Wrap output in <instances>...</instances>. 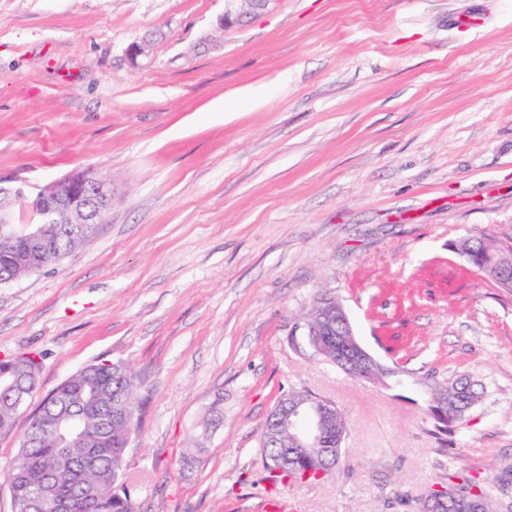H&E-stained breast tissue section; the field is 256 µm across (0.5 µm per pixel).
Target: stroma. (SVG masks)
<instances>
[{
  "label": "stroma",
  "instance_id": "35a3bbf8",
  "mask_svg": "<svg viewBox=\"0 0 512 512\" xmlns=\"http://www.w3.org/2000/svg\"><path fill=\"white\" fill-rule=\"evenodd\" d=\"M227 7L0 0V184L115 183L90 246L0 286V360L41 356L0 476L42 399L108 360L138 377L136 512H264L275 493L417 512L449 475L492 487L512 466V290L458 246L512 232V0H271L223 30ZM322 290L388 386L314 357ZM462 374L483 395L448 449L423 380ZM291 391L346 414L336 476L271 484L262 432Z\"/></svg>",
  "mask_w": 512,
  "mask_h": 512
}]
</instances>
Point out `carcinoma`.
Masks as SVG:
<instances>
[{
	"label": "carcinoma",
	"mask_w": 512,
	"mask_h": 512,
	"mask_svg": "<svg viewBox=\"0 0 512 512\" xmlns=\"http://www.w3.org/2000/svg\"><path fill=\"white\" fill-rule=\"evenodd\" d=\"M94 238H82L61 231L55 238L54 249L47 252L41 259L24 262L22 258L0 259V276L12 283L54 265L82 248L88 246ZM503 240L495 236L479 237L465 240L460 253L465 255L475 249L489 255H495L502 248ZM335 296L328 292L318 294L304 316V329L308 345L321 346L316 353L319 359L328 362L340 370H345L341 359L336 357V337L317 335V311L326 307L328 301ZM41 356L37 353H22L0 362V367L12 365L18 368L19 377L26 386H37L40 372ZM479 383L468 375H459L446 381H428L426 387L430 393L440 395L448 393V409H453L460 399L471 403L479 401L482 392L478 391ZM130 400L127 416L112 417V401L120 396ZM40 408L57 412L72 408L81 412L77 437L72 440L70 452L73 463L68 469L57 466L58 438L52 433H40L33 425H28L20 435L19 449L11 466L14 475L13 486L23 484L28 471L36 469L44 477L42 493L46 497L58 496L62 493L78 492L83 488H91L96 495L93 512H135L129 492L119 482L122 460L118 458L124 448L130 424L137 423L140 404L137 399L136 377L130 369L123 365L102 361L90 364L69 378L49 393L41 402ZM433 421V435L439 443L446 442L448 433L456 423V419L442 418L434 409H429ZM17 410L12 407L6 383L0 379V433H10L16 426ZM263 451L270 461V478L281 483H290L299 478L297 473L279 470L276 458L284 448H291L292 443L286 441L284 434H275L264 428L262 435ZM108 448L111 455L104 458L96 468L83 465V449ZM512 480L503 478L499 481L501 494L497 495L468 478L460 477L456 482L448 483L443 488V499L451 506L469 509L474 504L481 506L482 512H499L500 495L507 494Z\"/></svg>",
	"instance_id": "cac0c4a2"
}]
</instances>
